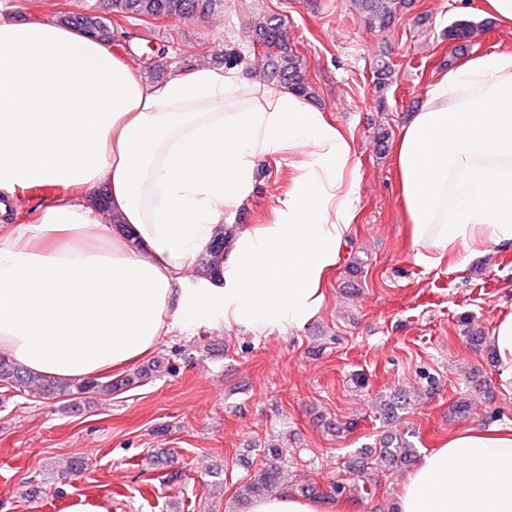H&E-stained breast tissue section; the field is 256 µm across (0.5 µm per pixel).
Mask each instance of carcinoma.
<instances>
[{
  "mask_svg": "<svg viewBox=\"0 0 512 512\" xmlns=\"http://www.w3.org/2000/svg\"><path fill=\"white\" fill-rule=\"evenodd\" d=\"M356 9L371 29L385 30L389 28L398 15L408 9L410 0H351ZM224 10V0H100L99 8L92 12H70L61 17V23L77 28L99 40L112 43L117 40L122 21L149 19H206L218 11ZM477 30L470 21L460 20L448 28V38L467 40ZM254 31L259 43L267 48L265 55L266 67L263 78L277 82L289 89L313 100L315 91L306 76V60L288 43L285 20L276 14L264 13L254 23ZM394 64L384 58L375 61L372 70V83L377 93L378 106L384 104V93L394 82ZM235 228L226 227L216 237L206 255L198 263L197 272L209 275L218 268L219 260L224 256L228 245L229 234ZM149 378V373L138 370L131 372L115 381L92 379H58L32 373L13 361L0 356V403L4 404L13 398V393L22 390L33 392L46 400H54L75 394H97L110 396L127 388H135ZM264 457L271 464L258 475L238 483L235 498L238 504L248 505L252 501L274 495L299 494L303 497L323 499H340L348 495L363 496L368 494L366 484L356 485L335 481L328 489L320 490L313 485H302L295 489L283 487L282 468L283 448L270 443L262 448ZM414 442L399 435H382L373 443L366 444L359 452L357 470H365V462L377 458L387 462L410 463L416 456Z\"/></svg>",
  "mask_w": 512,
  "mask_h": 512,
  "instance_id": "cac0c4a2",
  "label": "carcinoma"
}]
</instances>
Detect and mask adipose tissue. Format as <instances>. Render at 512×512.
Here are the masks:
<instances>
[{"label": "adipose tissue", "mask_w": 512, "mask_h": 512, "mask_svg": "<svg viewBox=\"0 0 512 512\" xmlns=\"http://www.w3.org/2000/svg\"><path fill=\"white\" fill-rule=\"evenodd\" d=\"M283 156L296 175L269 223L233 233L219 270L186 287L258 161ZM393 159L419 264L512 248V48L449 67ZM358 172L352 137L287 87L209 66L153 82L76 29L0 19V213L61 189L0 230V355L86 379L176 330L302 329L351 241ZM397 509L512 512V428L450 435L406 475ZM58 192L59 190L54 187H42L26 191L18 202L21 213L31 218L39 206L51 201Z\"/></svg>", "instance_id": "obj_1"}]
</instances>
